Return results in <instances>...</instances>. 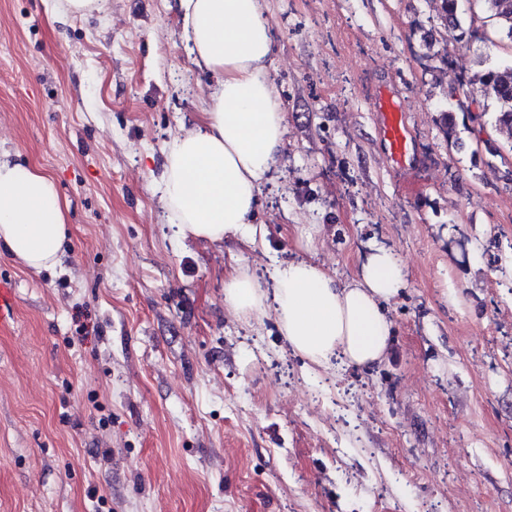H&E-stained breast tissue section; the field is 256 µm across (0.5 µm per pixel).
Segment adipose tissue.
Wrapping results in <instances>:
<instances>
[{
  "label": "adipose tissue",
  "mask_w": 512,
  "mask_h": 512,
  "mask_svg": "<svg viewBox=\"0 0 512 512\" xmlns=\"http://www.w3.org/2000/svg\"><path fill=\"white\" fill-rule=\"evenodd\" d=\"M191 60L213 81L194 127L164 147L157 191L178 236L253 246L267 227L252 216L260 187L284 146L286 114L271 72L273 41L261 0H178ZM68 205L55 180L0 150V253L24 267H59ZM391 249L373 248L347 283L302 258L276 266L264 287L248 266L224 276V303L237 316L273 314L291 349L314 368L334 359L370 367L387 356L384 306L405 283Z\"/></svg>",
  "instance_id": "ef3b65f1"
}]
</instances>
